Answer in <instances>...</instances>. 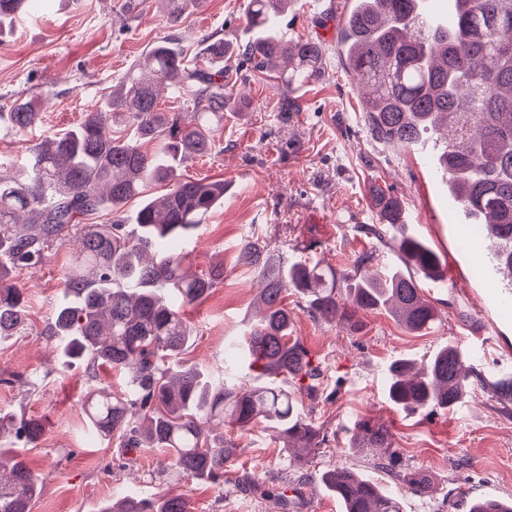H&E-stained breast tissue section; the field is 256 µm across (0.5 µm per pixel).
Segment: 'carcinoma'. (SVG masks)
Here are the masks:
<instances>
[{"label":"carcinoma","instance_id":"1","mask_svg":"<svg viewBox=\"0 0 512 512\" xmlns=\"http://www.w3.org/2000/svg\"><path fill=\"white\" fill-rule=\"evenodd\" d=\"M169 27L178 26L200 0H159ZM293 0H246L250 32L240 48L214 35L203 40L201 64L189 66L183 51L160 40L129 69L84 119L53 138L28 146L26 164L0 174V338L25 321L24 292L11 278L16 267L46 262L45 248L75 236L77 250L66 274L65 300L55 312L52 337L63 362L86 363L128 375L125 389H92L80 401L87 437L120 439L130 452L160 448L175 471L213 483L224 480L234 444L224 426H260L284 447L300 443L316 451L321 428L299 407L296 390L313 394L319 368L299 337L285 299L292 294L313 316L362 330L356 311L385 310L406 329L429 330L437 310L419 278L444 279L439 256L413 235L399 199L375 190L373 204L389 238L395 264L384 276L368 275L361 256L340 276L320 262L290 261L246 241L264 282L262 313L250 330L245 357L256 373L245 386L226 385L176 359L194 343L186 308L203 301L222 267L192 270L183 241L224 201V182L182 177L180 166L211 150L214 123L235 103L224 84L231 59L291 89L325 75L326 48L318 38L286 40L280 17ZM31 0H0V43ZM449 24L436 20L425 0H351L343 18L340 51L361 94V119L384 147L421 151L443 170L448 195L468 217L469 244L492 242L501 268L512 272V0H451ZM189 97L192 115L159 107L160 87ZM48 97L14 101L0 123L23 134L41 121ZM153 144L149 153L143 150ZM138 208L121 213L132 199ZM104 213L102 224L80 218ZM457 347L440 349L428 367L407 359L388 369V396L404 411L448 409L470 389ZM512 402V374L491 381ZM36 420L0 412V441L34 445ZM352 447L397 453L382 425L360 419ZM415 493L429 488L417 473L402 476ZM316 486L336 496L343 512H402L400 489L388 490L351 468L323 471ZM40 475L20 454L0 452V512H30L40 495ZM101 512H190L182 495L158 489L148 496L124 490ZM468 512H512V501L475 500Z\"/></svg>","mask_w":512,"mask_h":512}]
</instances>
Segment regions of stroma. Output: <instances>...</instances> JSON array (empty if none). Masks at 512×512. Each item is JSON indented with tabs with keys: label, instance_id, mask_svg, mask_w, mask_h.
I'll use <instances>...</instances> for the list:
<instances>
[{
	"label": "stroma",
	"instance_id": "obj_1",
	"mask_svg": "<svg viewBox=\"0 0 512 512\" xmlns=\"http://www.w3.org/2000/svg\"><path fill=\"white\" fill-rule=\"evenodd\" d=\"M244 0H207L169 28L157 0H67L17 19L0 45V112L18 99L50 93L41 123L28 137L0 131V162H23L24 140L64 133L111 92L154 42L170 39L195 63L201 40L218 35L237 44L247 39ZM343 0H296L281 18L287 38H321L326 72L314 83L285 92L269 77L242 68L230 73L237 99L214 128L210 152L186 160L189 179L220 180L224 201L184 241L197 270L223 265L224 277L187 316L197 331L188 362L223 369L224 381L249 380L243 364L224 370V349L257 320L255 299L262 285L243 251L245 241L295 260H313L337 272L351 271L363 253L373 267L393 261L385 242L367 235L375 223L371 187L398 198L414 235L438 254L447 287H422L438 312L432 329L413 334L386 311L360 312L362 332L346 324L312 318L300 298L289 297L296 332L320 370L318 393L299 395L326 442L318 454L295 455L274 432L225 428L236 446L216 485L171 471L164 453L146 448L126 456L118 439L85 443L78 403L92 388L120 390L124 377L84 366H62L50 337L56 303L74 249L72 240L53 242L49 258L35 269L13 271L26 297L27 319L15 335L0 339V411L41 422L43 433L24 453L37 465L42 490L32 512H100L120 488L152 493L151 476L165 473L166 487L186 495L191 512H342L336 497L316 488L315 473L352 467L388 489L395 475L379 468L378 452L349 446L348 428L366 417L384 425L400 456V471L419 472L429 491L401 490L403 512H467L471 499H512V404L498 398L488 381L512 372V320L497 318L500 290L487 268L453 249L465 222L442 176L422 152H396L376 144L360 120L361 103L335 51L336 20ZM473 354L481 372L464 403L443 412L409 414L387 397L388 367L408 359L425 368L446 345ZM12 373L34 374V388L5 384ZM266 486L293 480L288 508L242 489V475Z\"/></svg>",
	"mask_w": 512,
	"mask_h": 512
}]
</instances>
